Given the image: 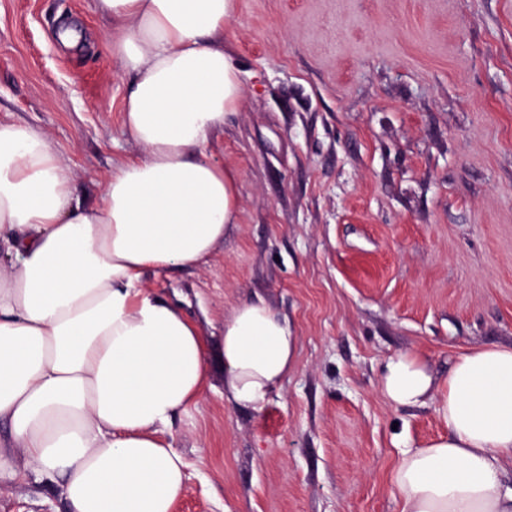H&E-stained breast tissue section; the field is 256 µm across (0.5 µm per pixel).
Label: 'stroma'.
Returning a JSON list of instances; mask_svg holds the SVG:
<instances>
[{
	"label": "stroma",
	"mask_w": 512,
	"mask_h": 512,
	"mask_svg": "<svg viewBox=\"0 0 512 512\" xmlns=\"http://www.w3.org/2000/svg\"><path fill=\"white\" fill-rule=\"evenodd\" d=\"M80 25L83 43L57 31ZM93 0H0V121L47 131L78 198L139 150L128 83ZM224 47L245 101L207 147L240 174L239 222L206 269L147 275L214 336L239 298L287 317L296 363L261 410L224 368L166 439L188 479L172 512H401L404 448L446 435L434 402L389 403L398 352L439 376L512 344V0H237ZM0 512H66L28 482Z\"/></svg>",
	"instance_id": "obj_1"
}]
</instances>
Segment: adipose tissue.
Returning a JSON list of instances; mask_svg holds the SVG:
<instances>
[{"label":"adipose tissue","mask_w":512,"mask_h":512,"mask_svg":"<svg viewBox=\"0 0 512 512\" xmlns=\"http://www.w3.org/2000/svg\"><path fill=\"white\" fill-rule=\"evenodd\" d=\"M102 42L130 80L122 124L139 147L94 206L47 132L0 122V493L56 484L67 512H171L187 463L163 437L210 386L206 340L148 274L206 267L239 221L237 174L206 153L241 107L224 47L237 0H95ZM224 396L258 410L291 370L296 338L258 297L219 337ZM393 405L436 400L448 428L405 450L402 512H512V345L458 355L444 381L412 352L389 357Z\"/></svg>","instance_id":"adipose-tissue-1"}]
</instances>
